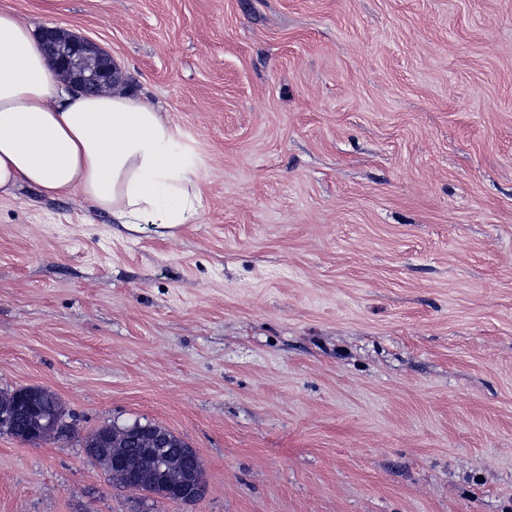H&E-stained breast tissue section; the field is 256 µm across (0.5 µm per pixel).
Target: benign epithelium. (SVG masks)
Wrapping results in <instances>:
<instances>
[{
    "label": "benign epithelium",
    "mask_w": 512,
    "mask_h": 512,
    "mask_svg": "<svg viewBox=\"0 0 512 512\" xmlns=\"http://www.w3.org/2000/svg\"><path fill=\"white\" fill-rule=\"evenodd\" d=\"M43 45L59 73L76 88L102 93L117 79L118 71L112 55L95 41L66 29L46 28ZM57 411L48 410L33 398H20L0 404V429H12L18 418L28 421L24 442L39 444L58 433L48 428ZM131 446L143 448L151 456V467L144 468L123 452L112 457V466L126 472V488L137 491L147 483L165 487L174 501L193 502L201 497L205 480L201 458L196 449L181 448L177 454L166 451L170 432L158 425L134 431Z\"/></svg>",
    "instance_id": "benign-epithelium-1"
}]
</instances>
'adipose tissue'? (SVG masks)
<instances>
[{"mask_svg": "<svg viewBox=\"0 0 512 512\" xmlns=\"http://www.w3.org/2000/svg\"><path fill=\"white\" fill-rule=\"evenodd\" d=\"M166 111L122 84L69 89L32 25L0 8V196L77 195L126 230L196 223L200 178Z\"/></svg>", "mask_w": 512, "mask_h": 512, "instance_id": "1", "label": "adipose tissue"}]
</instances>
